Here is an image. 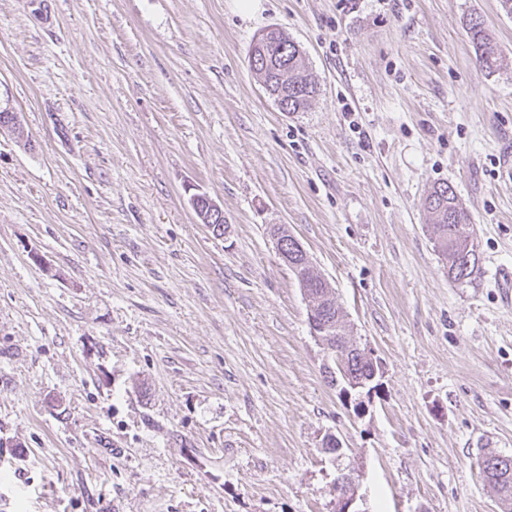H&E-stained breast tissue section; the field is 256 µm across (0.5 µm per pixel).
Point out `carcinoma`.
<instances>
[{
    "instance_id": "carcinoma-1",
    "label": "carcinoma",
    "mask_w": 512,
    "mask_h": 512,
    "mask_svg": "<svg viewBox=\"0 0 512 512\" xmlns=\"http://www.w3.org/2000/svg\"><path fill=\"white\" fill-rule=\"evenodd\" d=\"M467 30L479 66L489 73L497 70L499 53L483 20L478 16L470 18ZM249 64L282 112H303L317 95L318 87L306 72L301 46L278 28L266 30L253 41ZM425 208L433 225L434 246L448 267V278L458 284L470 282L479 263V257L470 248L474 227L453 187L447 183L435 184L425 199ZM274 236L288 252V261L308 300V323L315 324L316 340L341 347L338 372L346 387L350 389L353 384L368 379L373 373L372 362L365 349L348 341L342 311L331 285L314 268L295 238L284 230L275 231ZM480 473L500 496L501 512H512V456H485Z\"/></svg>"
}]
</instances>
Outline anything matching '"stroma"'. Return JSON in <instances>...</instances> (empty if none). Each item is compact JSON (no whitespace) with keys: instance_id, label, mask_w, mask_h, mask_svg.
<instances>
[{"instance_id":"35a3bbf8","label":"stroma","mask_w":512,"mask_h":512,"mask_svg":"<svg viewBox=\"0 0 512 512\" xmlns=\"http://www.w3.org/2000/svg\"><path fill=\"white\" fill-rule=\"evenodd\" d=\"M503 64L482 70L471 15ZM276 26L319 92L248 62ZM0 512H500L512 456V15L498 0H0ZM454 186L457 285L424 200ZM224 209V234L190 192ZM287 228L379 386L324 371ZM337 436L335 460L323 439ZM267 29L251 45L250 68L280 111L304 112L317 95L318 87L306 72L301 46L282 30ZM425 208L433 225L434 246L448 267V278L458 284L470 282L479 263L473 253L474 227L453 187L435 184L425 199ZM200 197H205L208 199V204L210 205V215H212L211 220L218 218L219 221L224 219V222L227 223L226 218L224 217V209L223 207L216 202L214 199H212L209 195L205 193H193L189 197V205L194 210L197 209V200ZM202 207L200 209V213L196 212L195 214L199 218L202 224H209L213 227V232L217 233L218 235H221L224 232V222L217 224L216 222H208L206 223L204 219L201 218V215L204 214V209L206 208L205 201H202ZM480 473L500 496L501 512H512V456H485L480 464Z\"/></svg>"}]
</instances>
